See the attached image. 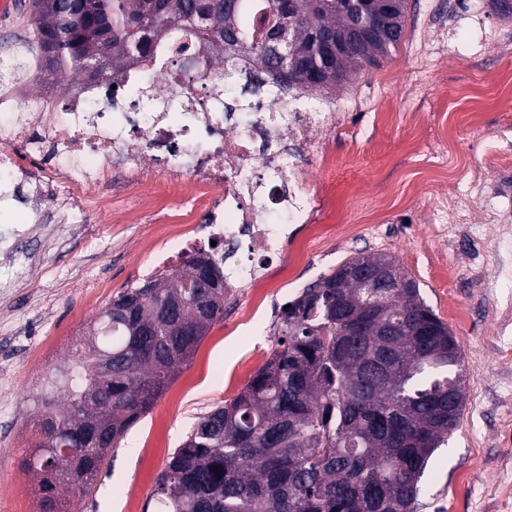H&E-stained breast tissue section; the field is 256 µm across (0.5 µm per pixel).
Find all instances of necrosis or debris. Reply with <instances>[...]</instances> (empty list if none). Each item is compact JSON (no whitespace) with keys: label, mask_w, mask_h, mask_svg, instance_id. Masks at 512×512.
<instances>
[{"label":"necrosis or debris","mask_w":512,"mask_h":512,"mask_svg":"<svg viewBox=\"0 0 512 512\" xmlns=\"http://www.w3.org/2000/svg\"><path fill=\"white\" fill-rule=\"evenodd\" d=\"M188 52L193 68L178 83L156 81L143 58L118 79L80 78L62 97L45 93L36 108L21 94L0 95L15 145L0 150V176L20 175L38 196L52 179H65L63 217L71 221L84 210L112 212V195L102 189L106 171L118 166L135 175L152 166L185 202L156 227L172 253L186 247L177 226L211 224L228 242L225 258L241 242L259 257L280 255L289 225L310 212L305 161L320 158L336 115L275 88L256 111H234L224 98V69L209 65L198 46ZM116 82L123 94H113ZM146 84L160 103L149 112L142 109Z\"/></svg>","instance_id":"necrosis-or-debris-1"}]
</instances>
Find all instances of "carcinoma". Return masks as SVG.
I'll list each match as a JSON object with an SVG mask.
<instances>
[{
	"instance_id": "cac0c4a2",
	"label": "carcinoma",
	"mask_w": 512,
	"mask_h": 512,
	"mask_svg": "<svg viewBox=\"0 0 512 512\" xmlns=\"http://www.w3.org/2000/svg\"><path fill=\"white\" fill-rule=\"evenodd\" d=\"M409 0H29V32L0 56V82L29 62L43 82L72 74L118 75L149 55L167 31L209 46L232 70L239 57L279 85L327 98L353 72L379 67L400 43ZM53 35L52 60L44 61ZM158 76L185 72L175 56ZM394 263L395 287L379 292L348 268ZM215 285L195 292L198 267ZM224 255L191 250L100 312L95 334L41 386L33 418L40 441L20 466L40 475V512H63L59 490L85 495L113 448L166 391L213 322L223 318ZM182 301L189 336L161 327ZM362 328L347 338L338 321ZM282 339L231 401L203 417L169 457L154 495L158 512H417L419 483L435 450L462 418L463 357L417 281L385 253L357 255L282 308ZM112 367L102 366V359Z\"/></svg>"
}]
</instances>
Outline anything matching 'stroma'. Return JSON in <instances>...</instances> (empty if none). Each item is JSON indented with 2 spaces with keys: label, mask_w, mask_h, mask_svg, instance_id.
<instances>
[{
  "label": "stroma",
  "mask_w": 512,
  "mask_h": 512,
  "mask_svg": "<svg viewBox=\"0 0 512 512\" xmlns=\"http://www.w3.org/2000/svg\"><path fill=\"white\" fill-rule=\"evenodd\" d=\"M512 19L487 0H416L399 46L336 95L339 120L309 168L317 231L289 226L284 261L234 288L214 323L151 410L126 433L90 493L68 512H155V482L199 417L232 400L277 347L281 308L357 253L395 256L448 324L463 356L461 424L432 456L418 512H512ZM482 112L480 125L468 121ZM452 149L433 147L445 119ZM459 167L452 184L414 196L404 185L428 165ZM151 215L124 224L89 211L28 243L39 254L24 288L0 298V512H39L19 459L32 438L33 388L71 360L112 299L148 274L152 227L176 205L166 189Z\"/></svg>",
  "instance_id": "stroma-1"
}]
</instances>
